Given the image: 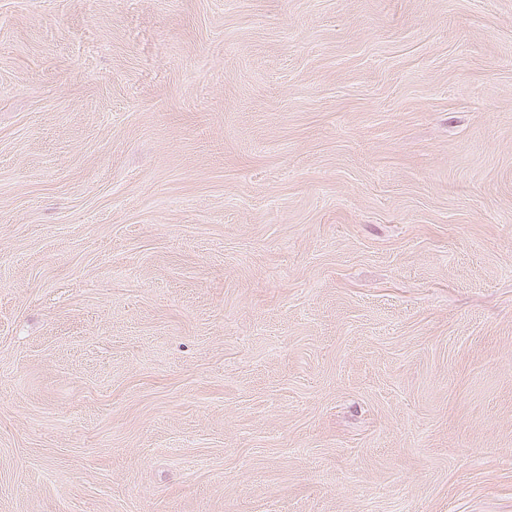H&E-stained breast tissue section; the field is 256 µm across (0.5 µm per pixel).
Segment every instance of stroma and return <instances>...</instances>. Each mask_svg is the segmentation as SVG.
Instances as JSON below:
<instances>
[{
    "mask_svg": "<svg viewBox=\"0 0 512 512\" xmlns=\"http://www.w3.org/2000/svg\"><path fill=\"white\" fill-rule=\"evenodd\" d=\"M0 512H512V0H0Z\"/></svg>",
    "mask_w": 512,
    "mask_h": 512,
    "instance_id": "1",
    "label": "stroma"
}]
</instances>
